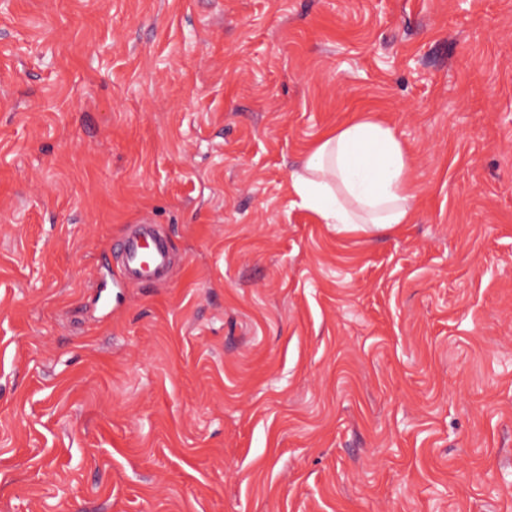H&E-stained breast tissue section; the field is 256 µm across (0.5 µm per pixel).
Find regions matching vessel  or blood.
<instances>
[{
  "label": "vessel or blood",
  "instance_id": "b4317fda",
  "mask_svg": "<svg viewBox=\"0 0 512 512\" xmlns=\"http://www.w3.org/2000/svg\"><path fill=\"white\" fill-rule=\"evenodd\" d=\"M170 263V246L150 232L126 236L120 247L118 271L130 283L143 286L159 281Z\"/></svg>",
  "mask_w": 512,
  "mask_h": 512
}]
</instances>
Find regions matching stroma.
Returning <instances> with one entry per match:
<instances>
[{"mask_svg": "<svg viewBox=\"0 0 512 512\" xmlns=\"http://www.w3.org/2000/svg\"><path fill=\"white\" fill-rule=\"evenodd\" d=\"M364 112L370 237L290 185ZM0 512H512V0H0ZM408 168L394 131L364 114L319 140L291 173V187L337 233L372 235L410 222ZM169 263V243L148 231L128 235L121 244L118 271L127 282L154 285L163 277Z\"/></svg>", "mask_w": 512, "mask_h": 512, "instance_id": "1", "label": "stroma"}]
</instances>
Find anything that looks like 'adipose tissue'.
<instances>
[{
  "label": "adipose tissue",
  "instance_id": "adipose-tissue-1",
  "mask_svg": "<svg viewBox=\"0 0 512 512\" xmlns=\"http://www.w3.org/2000/svg\"><path fill=\"white\" fill-rule=\"evenodd\" d=\"M408 168L394 131L364 114L319 140L292 172L291 187L321 223L371 235L410 222Z\"/></svg>",
  "mask_w": 512,
  "mask_h": 512
}]
</instances>
